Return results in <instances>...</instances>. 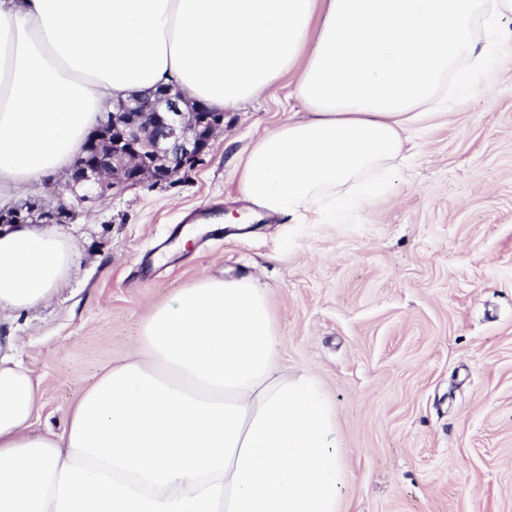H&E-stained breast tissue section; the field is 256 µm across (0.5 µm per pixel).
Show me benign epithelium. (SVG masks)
Returning <instances> with one entry per match:
<instances>
[{"mask_svg": "<svg viewBox=\"0 0 512 512\" xmlns=\"http://www.w3.org/2000/svg\"><path fill=\"white\" fill-rule=\"evenodd\" d=\"M146 107L113 112L84 142L68 183H89L94 194L115 196L133 188L172 181L201 161L223 115L164 87L145 97ZM70 211L28 201L4 214L0 223L65 224Z\"/></svg>", "mask_w": 512, "mask_h": 512, "instance_id": "benign-epithelium-1", "label": "benign epithelium"}]
</instances>
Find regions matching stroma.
<instances>
[{
  "mask_svg": "<svg viewBox=\"0 0 512 512\" xmlns=\"http://www.w3.org/2000/svg\"><path fill=\"white\" fill-rule=\"evenodd\" d=\"M284 76L226 112L211 149L168 185L79 201L60 175L28 195L73 206L69 284L0 318L39 380L38 431H62L150 310L199 278L252 276L277 364L335 410L339 512H512V62L417 141L402 178L338 224L253 212L238 192L256 141L300 110Z\"/></svg>",
  "mask_w": 512,
  "mask_h": 512,
  "instance_id": "stroma-1",
  "label": "stroma"
}]
</instances>
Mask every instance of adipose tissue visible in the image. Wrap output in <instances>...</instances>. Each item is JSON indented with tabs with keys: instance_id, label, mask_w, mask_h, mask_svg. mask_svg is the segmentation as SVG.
<instances>
[{
	"instance_id": "1",
	"label": "adipose tissue",
	"mask_w": 512,
	"mask_h": 512,
	"mask_svg": "<svg viewBox=\"0 0 512 512\" xmlns=\"http://www.w3.org/2000/svg\"><path fill=\"white\" fill-rule=\"evenodd\" d=\"M512 59V0H0V203L74 162L106 103L172 85L237 110L288 72L302 114L262 136L239 188L332 224L414 139ZM65 234L0 228V314L69 279ZM268 297L204 277L155 307L62 433L0 352V512H338L346 474L322 382L278 368Z\"/></svg>"
}]
</instances>
